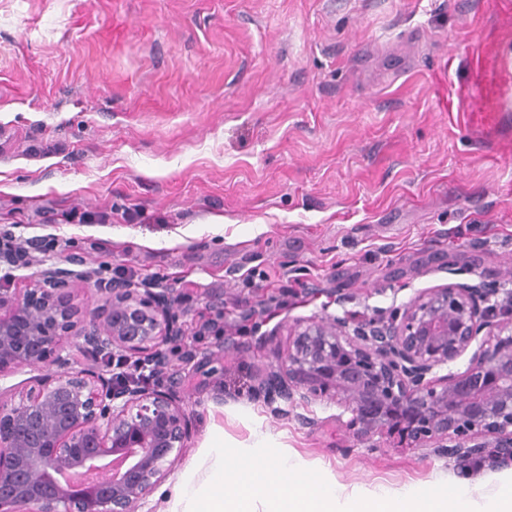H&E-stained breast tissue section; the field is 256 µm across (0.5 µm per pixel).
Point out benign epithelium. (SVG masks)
I'll list each match as a JSON object with an SVG mask.
<instances>
[{
  "label": "benign epithelium",
  "instance_id": "7a95c632",
  "mask_svg": "<svg viewBox=\"0 0 512 512\" xmlns=\"http://www.w3.org/2000/svg\"><path fill=\"white\" fill-rule=\"evenodd\" d=\"M29 293L39 308L0 291V373L40 366L71 333L78 310L61 288ZM172 301L171 288L112 289L78 334L90 362L74 369L59 358V370L18 402L0 403V512H138L171 474L191 432L193 373L117 395L101 357L165 364L170 345L184 339ZM293 336L277 368L258 378L255 397L327 398L351 413L360 436L399 430L442 457L512 466V270L494 285L430 288L362 321L298 320ZM240 352L226 338L216 353L194 347L193 358L201 369ZM467 352L464 374L436 375Z\"/></svg>",
  "mask_w": 512,
  "mask_h": 512
}]
</instances>
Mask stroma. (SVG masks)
<instances>
[{"label":"stroma","mask_w":512,"mask_h":512,"mask_svg":"<svg viewBox=\"0 0 512 512\" xmlns=\"http://www.w3.org/2000/svg\"><path fill=\"white\" fill-rule=\"evenodd\" d=\"M46 203L134 214L32 222ZM0 206V232L55 236L51 266L135 264L194 296L183 335L219 308L243 348L203 376L187 451L140 512H166L216 433L267 435L356 495L512 476L250 394L297 320L512 268V0H0Z\"/></svg>","instance_id":"obj_1"}]
</instances>
